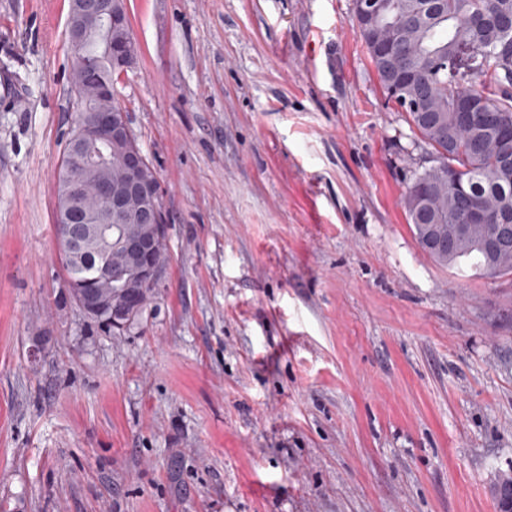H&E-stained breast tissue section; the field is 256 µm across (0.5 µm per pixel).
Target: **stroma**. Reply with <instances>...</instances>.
<instances>
[{
	"label": "stroma",
	"instance_id": "1",
	"mask_svg": "<svg viewBox=\"0 0 512 512\" xmlns=\"http://www.w3.org/2000/svg\"><path fill=\"white\" fill-rule=\"evenodd\" d=\"M162 269L120 331L54 238L69 0H0V512H497L512 277L435 263L353 0H125Z\"/></svg>",
	"mask_w": 512,
	"mask_h": 512
}]
</instances>
